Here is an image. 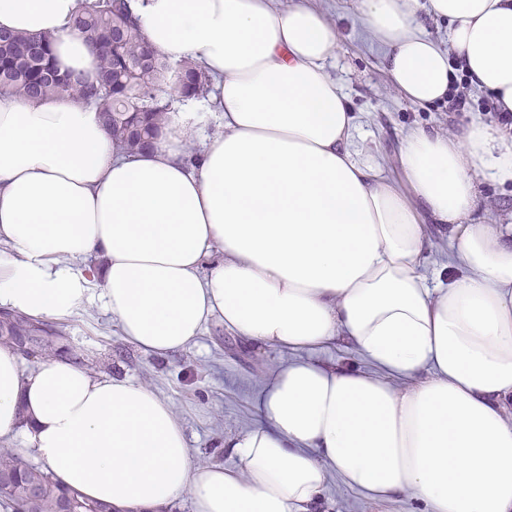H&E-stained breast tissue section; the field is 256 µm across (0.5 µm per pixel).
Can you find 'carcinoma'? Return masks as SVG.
<instances>
[{
	"instance_id": "1",
	"label": "carcinoma",
	"mask_w": 512,
	"mask_h": 512,
	"mask_svg": "<svg viewBox=\"0 0 512 512\" xmlns=\"http://www.w3.org/2000/svg\"><path fill=\"white\" fill-rule=\"evenodd\" d=\"M71 30L97 52L95 80L76 70H62L53 61L52 38L0 31V95L20 101L71 96L100 112L121 153H133L157 138L166 126L174 101L206 96L211 79L189 60L172 62L147 41L139 19L126 0H81ZM0 321V345L17 348L18 337L32 336L39 359L58 356L50 336L64 332L55 325L9 313ZM0 506L7 512H109L60 488L47 469L29 463L14 448H0ZM39 489L30 501L26 491Z\"/></svg>"
}]
</instances>
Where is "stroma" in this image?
<instances>
[{
  "mask_svg": "<svg viewBox=\"0 0 512 512\" xmlns=\"http://www.w3.org/2000/svg\"><path fill=\"white\" fill-rule=\"evenodd\" d=\"M308 3L322 11L341 36L327 72L359 118L364 150L391 156L407 127L455 128L469 121V114L451 112L446 103L423 110L402 98L379 45L362 23L358 0ZM66 323L71 355L97 360V373L148 385L172 405L197 462L203 465H233L228 439L258 421L259 389L293 357L292 352L255 346L212 326L186 350L167 356L146 354L123 340L112 314L97 304ZM314 512H425V508L408 494L386 503L372 502L333 480L322 491Z\"/></svg>",
  "mask_w": 512,
  "mask_h": 512,
  "instance_id": "obj_1",
  "label": "stroma"
}]
</instances>
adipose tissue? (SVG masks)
Segmentation results:
<instances>
[{"mask_svg": "<svg viewBox=\"0 0 512 512\" xmlns=\"http://www.w3.org/2000/svg\"><path fill=\"white\" fill-rule=\"evenodd\" d=\"M80 0H0V29L53 38L60 68L94 75L69 30ZM152 46L215 80L219 132L195 165L198 112L170 113L148 148L117 153L98 111L67 97L0 96V310L61 320L99 303L146 353L197 344L211 322L298 352L257 395L260 419L201 465L172 406L77 360L22 367L0 346V437H20L56 483L113 512H309L330 478L428 512H512V220L476 207L512 187V135L482 119L402 137L399 179L325 71L339 35L303 0H133ZM360 0L403 98L448 91L449 51L512 110V0ZM447 232L454 275L429 268ZM95 257L96 273L78 267ZM350 340L373 372L308 351ZM413 384L395 388L392 378ZM420 4L423 8L418 13V21L422 24L425 32L433 39L443 43L444 46L448 45V23L430 13L427 0H420Z\"/></svg>", "mask_w": 512, "mask_h": 512, "instance_id": "1", "label": "adipose tissue"}]
</instances>
